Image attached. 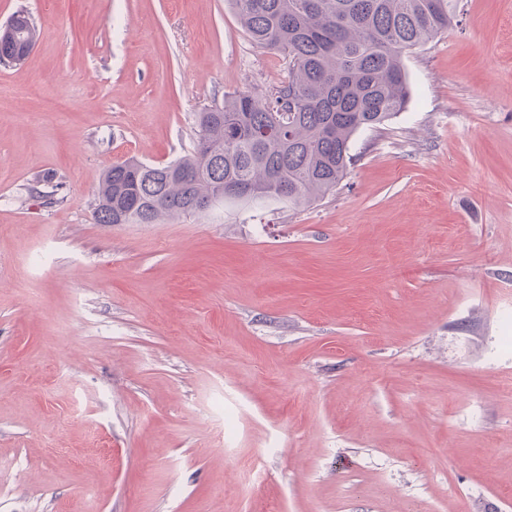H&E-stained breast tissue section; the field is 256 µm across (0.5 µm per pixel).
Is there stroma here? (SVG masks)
Here are the masks:
<instances>
[{
  "instance_id": "35a3bbf8",
  "label": "stroma",
  "mask_w": 512,
  "mask_h": 512,
  "mask_svg": "<svg viewBox=\"0 0 512 512\" xmlns=\"http://www.w3.org/2000/svg\"><path fill=\"white\" fill-rule=\"evenodd\" d=\"M0 512H512V0H457L336 189L99 224L279 83L226 0H0ZM63 202L31 194L41 173ZM20 32V25L14 21H9L3 28H0V40L12 42L16 49V56L25 60L32 51L33 43L20 39Z\"/></svg>"
}]
</instances>
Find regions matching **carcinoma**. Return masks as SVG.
I'll use <instances>...</instances> for the list:
<instances>
[{
	"mask_svg": "<svg viewBox=\"0 0 512 512\" xmlns=\"http://www.w3.org/2000/svg\"><path fill=\"white\" fill-rule=\"evenodd\" d=\"M249 38L288 60L270 89L197 113L193 152L163 166L128 160L104 174L98 224H159L201 214L207 199L301 202L346 176L350 145L403 111V57L448 30L455 0H228ZM63 185L45 174L31 192L53 205Z\"/></svg>",
	"mask_w": 512,
	"mask_h": 512,
	"instance_id": "obj_1",
	"label": "carcinoma"
}]
</instances>
